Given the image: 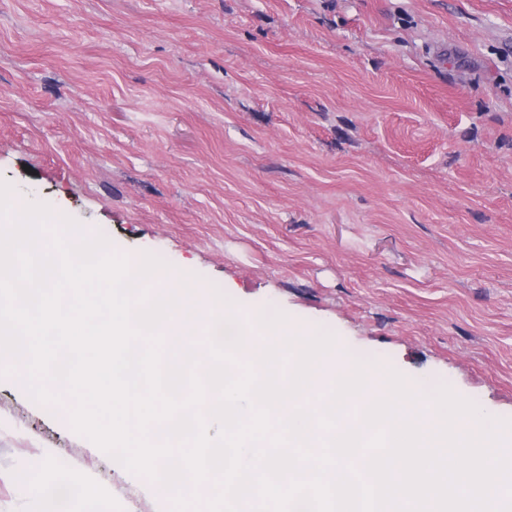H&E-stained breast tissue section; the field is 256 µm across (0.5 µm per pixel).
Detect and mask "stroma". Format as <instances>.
<instances>
[{
    "label": "stroma",
    "instance_id": "obj_1",
    "mask_svg": "<svg viewBox=\"0 0 512 512\" xmlns=\"http://www.w3.org/2000/svg\"><path fill=\"white\" fill-rule=\"evenodd\" d=\"M0 182L512 421V0H0ZM173 512L0 381V512Z\"/></svg>",
    "mask_w": 512,
    "mask_h": 512
}]
</instances>
